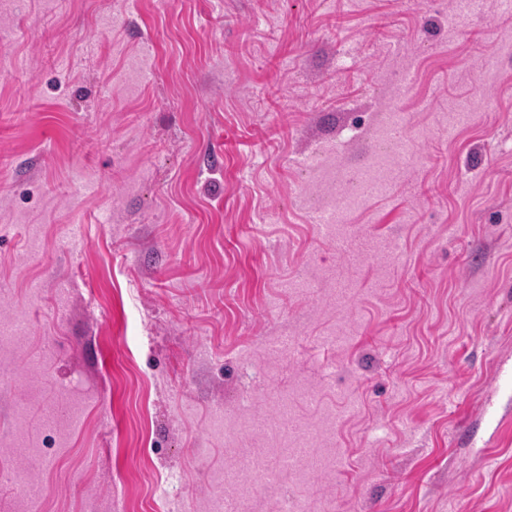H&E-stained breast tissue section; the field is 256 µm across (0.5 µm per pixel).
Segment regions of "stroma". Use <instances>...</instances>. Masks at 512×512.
Instances as JSON below:
<instances>
[{"instance_id": "35a3bbf8", "label": "stroma", "mask_w": 512, "mask_h": 512, "mask_svg": "<svg viewBox=\"0 0 512 512\" xmlns=\"http://www.w3.org/2000/svg\"><path fill=\"white\" fill-rule=\"evenodd\" d=\"M453 8L0 0V322L26 325L0 349V512H30L22 480L41 512H206L286 412L332 417L335 459L239 512H512V57L480 67L512 12ZM405 66L413 155L324 235L316 171L369 165ZM63 397L81 420L47 433ZM217 412L266 427L228 444ZM256 466V461L249 455H243L239 459L238 463L229 469L224 470V474L221 477V481L226 487H238L241 484L242 477L252 470ZM260 469L255 468L253 472L255 475H259Z\"/></svg>"}]
</instances>
